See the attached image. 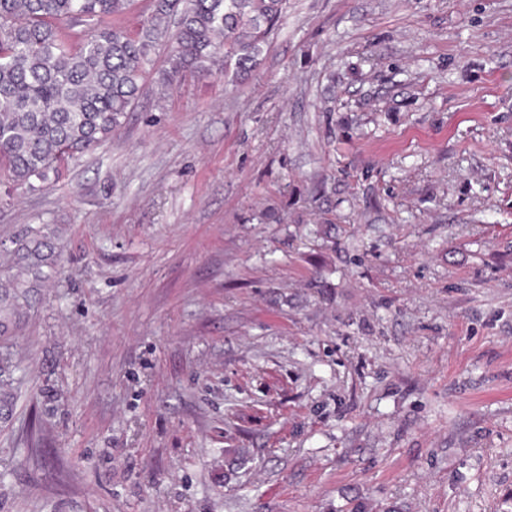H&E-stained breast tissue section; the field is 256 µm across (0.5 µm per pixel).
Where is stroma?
<instances>
[{"mask_svg":"<svg viewBox=\"0 0 512 512\" xmlns=\"http://www.w3.org/2000/svg\"><path fill=\"white\" fill-rule=\"evenodd\" d=\"M0 179V512H512V0H286Z\"/></svg>","mask_w":512,"mask_h":512,"instance_id":"35a3bbf8","label":"stroma"}]
</instances>
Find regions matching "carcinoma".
Here are the masks:
<instances>
[{
    "mask_svg": "<svg viewBox=\"0 0 512 512\" xmlns=\"http://www.w3.org/2000/svg\"><path fill=\"white\" fill-rule=\"evenodd\" d=\"M286 0H0V178L35 188L105 141L138 100L146 67L167 50L172 72L254 71ZM84 23L78 41L66 29Z\"/></svg>",
    "mask_w": 512,
    "mask_h": 512,
    "instance_id": "1",
    "label": "carcinoma"
}]
</instances>
